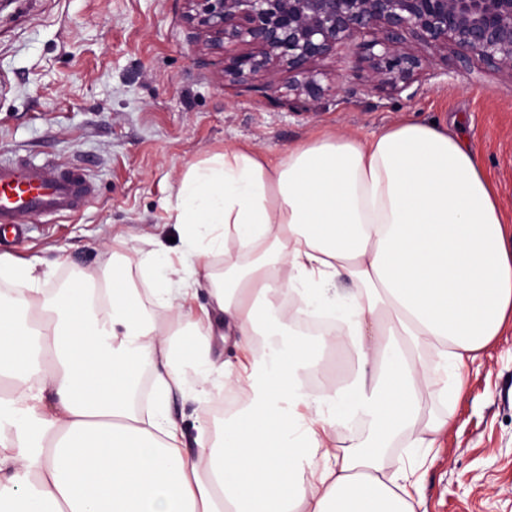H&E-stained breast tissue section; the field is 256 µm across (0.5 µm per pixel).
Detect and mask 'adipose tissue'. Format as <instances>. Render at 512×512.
I'll return each mask as SVG.
<instances>
[{"instance_id":"ef3b65f1","label":"adipose tissue","mask_w":512,"mask_h":512,"mask_svg":"<svg viewBox=\"0 0 512 512\" xmlns=\"http://www.w3.org/2000/svg\"><path fill=\"white\" fill-rule=\"evenodd\" d=\"M169 213L177 254L112 250L53 293L0 254V512H417L421 482L387 474L386 448L435 447L469 362L512 325V217L472 149L414 120L275 154L228 143ZM298 310L336 324L310 336ZM219 321L235 358L211 355ZM336 346L354 367L313 388ZM432 356L454 384L428 418ZM217 383L243 401L189 456L169 400L210 405ZM355 421L369 437L341 440Z\"/></svg>"}]
</instances>
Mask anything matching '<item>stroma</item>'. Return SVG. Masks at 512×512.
I'll return each instance as SVG.
<instances>
[{"label":"stroma","mask_w":512,"mask_h":512,"mask_svg":"<svg viewBox=\"0 0 512 512\" xmlns=\"http://www.w3.org/2000/svg\"><path fill=\"white\" fill-rule=\"evenodd\" d=\"M184 0H7L0 6V155L80 168L95 186L77 215L34 216L0 253L37 258L45 288L97 270L103 248L136 259L177 231L166 205L187 167L229 142L280 152L324 129L369 134L402 119L436 121L467 140L512 212V75L461 71L436 57L440 77L416 97L360 92L367 73L346 48L316 63L339 88L308 112L288 109V75L253 87L224 82L205 63ZM184 450L225 409L174 394ZM389 470L416 468L426 512H512V328L470 362L438 448H391Z\"/></svg>","instance_id":"obj_1"}]
</instances>
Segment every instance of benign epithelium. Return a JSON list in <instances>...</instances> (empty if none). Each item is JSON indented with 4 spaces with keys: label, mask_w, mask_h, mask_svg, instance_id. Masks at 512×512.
<instances>
[{
    "label": "benign epithelium",
    "mask_w": 512,
    "mask_h": 512,
    "mask_svg": "<svg viewBox=\"0 0 512 512\" xmlns=\"http://www.w3.org/2000/svg\"><path fill=\"white\" fill-rule=\"evenodd\" d=\"M184 20L224 80L248 85L278 66L294 77L291 112H308L333 87L313 65L341 46L366 70L364 91L401 94L429 63L410 42L454 50L461 68L512 75V0H185Z\"/></svg>",
    "instance_id": "7a95c632"
}]
</instances>
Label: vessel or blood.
<instances>
[{
  "mask_svg": "<svg viewBox=\"0 0 512 512\" xmlns=\"http://www.w3.org/2000/svg\"><path fill=\"white\" fill-rule=\"evenodd\" d=\"M95 188L83 172L56 162L0 159V230L17 229L28 218L80 213Z\"/></svg>",
  "mask_w": 512,
  "mask_h": 512,
  "instance_id": "vessel-or-blood-1",
  "label": "vessel or blood"
}]
</instances>
